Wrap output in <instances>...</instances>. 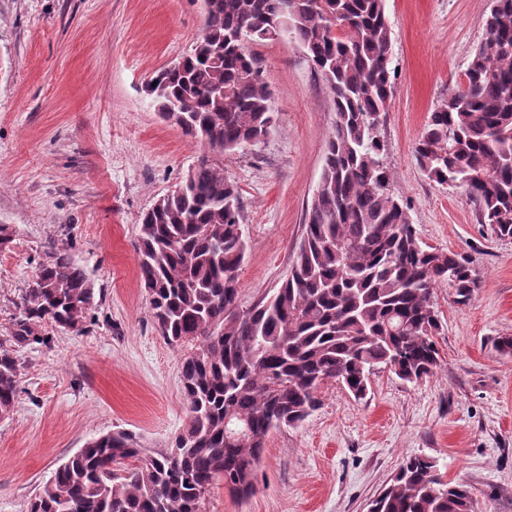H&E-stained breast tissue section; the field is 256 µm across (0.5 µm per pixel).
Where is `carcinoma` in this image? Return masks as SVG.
<instances>
[{
  "label": "carcinoma",
  "mask_w": 512,
  "mask_h": 512,
  "mask_svg": "<svg viewBox=\"0 0 512 512\" xmlns=\"http://www.w3.org/2000/svg\"><path fill=\"white\" fill-rule=\"evenodd\" d=\"M484 28L464 85L430 113L414 153L429 179L465 189L481 223L512 238V0H489ZM284 36L311 59L336 112L288 279L239 310L240 196L222 166L201 158L144 213L136 244L156 330L190 347L180 370L185 426L161 450L125 430L87 441L28 512H202L221 484L248 496L266 438L304 421L322 384L363 399L381 369L414 383L439 366L435 290L446 286L465 305L479 280L467 256L422 244L407 206L389 191L377 131L392 98L385 0H207L191 52L159 70L146 95L203 149H241L273 119L251 46ZM33 280L9 344L0 341V417L17 401V348L49 345L48 325L82 331L98 307L94 284L66 247L50 244ZM373 506L474 512L470 488L443 480L422 455L403 458Z\"/></svg>",
  "instance_id": "cac0c4a2"
}]
</instances>
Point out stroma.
<instances>
[{
	"label": "stroma",
	"mask_w": 512,
	"mask_h": 512,
	"mask_svg": "<svg viewBox=\"0 0 512 512\" xmlns=\"http://www.w3.org/2000/svg\"><path fill=\"white\" fill-rule=\"evenodd\" d=\"M488 0H385L393 99L379 126L419 239L465 253L481 280L472 301L435 294L440 365L417 383L387 371L363 400L336 383L299 427L268 436L255 492L218 489L203 512H367L402 459H434L469 486L475 512H512V239L479 221L459 187L420 169L414 143L430 112L460 85L485 37ZM200 0H0V340L48 243L71 247L101 304L82 332L20 349L25 365L0 418V512H27L55 469L87 440L116 429L167 447L187 420L182 349L155 330L135 244L140 218L174 191L202 148L163 121L143 88L186 54ZM273 122L257 144L225 153L248 242L238 271L246 310L287 279L306 207L320 180L335 112L304 51L257 47Z\"/></svg>",
	"instance_id": "obj_1"
}]
</instances>
